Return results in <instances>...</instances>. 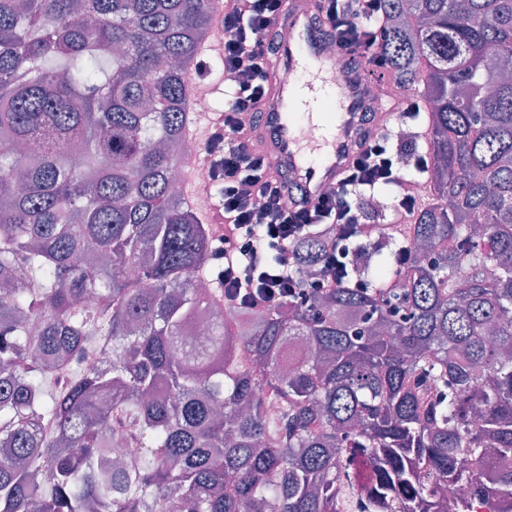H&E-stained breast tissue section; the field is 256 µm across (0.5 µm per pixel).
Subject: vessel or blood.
I'll return each mask as SVG.
<instances>
[{
    "instance_id": "obj_1",
    "label": "vessel or blood",
    "mask_w": 512,
    "mask_h": 512,
    "mask_svg": "<svg viewBox=\"0 0 512 512\" xmlns=\"http://www.w3.org/2000/svg\"><path fill=\"white\" fill-rule=\"evenodd\" d=\"M313 0H284L277 23L279 43L269 65L263 122L253 138L299 186L309 201L325 187L338 184L351 165L361 109L375 101L366 82L351 73L343 55L328 51L322 29L314 21ZM294 73L291 82L281 72ZM201 158L187 154L186 194L204 215L214 202L207 185L198 181Z\"/></svg>"
}]
</instances>
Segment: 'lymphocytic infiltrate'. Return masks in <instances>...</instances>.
<instances>
[{"label":"lymphocytic infiltrate","mask_w":512,"mask_h":512,"mask_svg":"<svg viewBox=\"0 0 512 512\" xmlns=\"http://www.w3.org/2000/svg\"><path fill=\"white\" fill-rule=\"evenodd\" d=\"M282 0H224V74L229 95L224 115L210 130L206 156L218 203L224 212L223 247L217 284L233 307L266 310L295 294L301 242L313 231L326 233L320 276L312 286L369 291L356 275L352 244L376 243L381 228L363 211L368 192L395 187L391 207L401 223H413L423 201L419 173L429 157L416 153L402 170L392 149L390 126L375 109L361 112L355 157L341 182L310 203L288 175L273 166L252 137L262 121L267 92L265 69L277 49ZM384 0H318L314 13L326 40L346 56L352 72L382 80L388 59L377 45L385 34Z\"/></svg>","instance_id":"lymphocytic-infiltrate-1"}]
</instances>
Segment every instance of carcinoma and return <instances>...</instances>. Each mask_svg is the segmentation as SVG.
<instances>
[{
    "mask_svg": "<svg viewBox=\"0 0 512 512\" xmlns=\"http://www.w3.org/2000/svg\"><path fill=\"white\" fill-rule=\"evenodd\" d=\"M215 8L0 0V512L512 501V0H386L431 158L409 267L390 239L357 262L374 290L231 324L196 287L211 225L171 188ZM324 247L300 244L302 281Z\"/></svg>",
    "mask_w": 512,
    "mask_h": 512,
    "instance_id": "carcinoma-1",
    "label": "carcinoma"
}]
</instances>
